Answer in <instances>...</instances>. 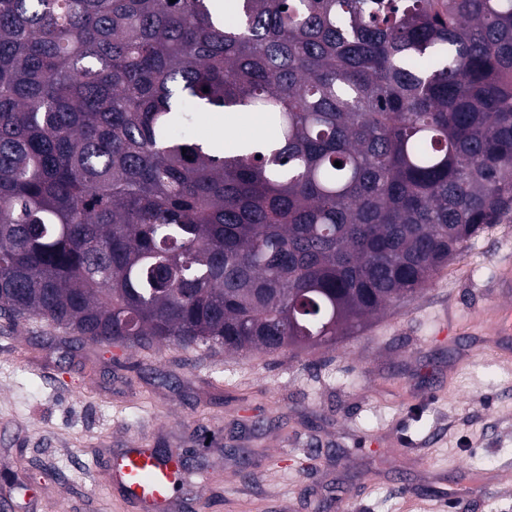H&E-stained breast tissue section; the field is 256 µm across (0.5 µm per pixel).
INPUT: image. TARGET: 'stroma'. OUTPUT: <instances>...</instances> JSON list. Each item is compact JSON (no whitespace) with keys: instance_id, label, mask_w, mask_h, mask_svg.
<instances>
[{"instance_id":"stroma-1","label":"stroma","mask_w":512,"mask_h":512,"mask_svg":"<svg viewBox=\"0 0 512 512\" xmlns=\"http://www.w3.org/2000/svg\"><path fill=\"white\" fill-rule=\"evenodd\" d=\"M508 259L512 216L359 335L277 353L101 348L0 321V497L139 512L105 466L145 446L183 450L204 487L185 512H512V359L481 313Z\"/></svg>"}]
</instances>
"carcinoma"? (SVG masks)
<instances>
[{
  "mask_svg": "<svg viewBox=\"0 0 512 512\" xmlns=\"http://www.w3.org/2000/svg\"><path fill=\"white\" fill-rule=\"evenodd\" d=\"M226 2L0 0V319L333 345L512 213V0Z\"/></svg>",
  "mask_w": 512,
  "mask_h": 512,
  "instance_id": "carcinoma-1",
  "label": "carcinoma"
}]
</instances>
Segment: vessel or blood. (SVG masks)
<instances>
[{
  "label": "vessel or blood",
  "mask_w": 512,
  "mask_h": 512,
  "mask_svg": "<svg viewBox=\"0 0 512 512\" xmlns=\"http://www.w3.org/2000/svg\"><path fill=\"white\" fill-rule=\"evenodd\" d=\"M494 297L484 309L489 333L498 341L512 340V309L502 305V298L512 295V265L503 264L493 282ZM181 454L172 451L169 457L159 458L150 448H133L113 458L111 476L125 497L141 504L146 512H168L180 486Z\"/></svg>",
  "instance_id": "obj_1"
}]
</instances>
